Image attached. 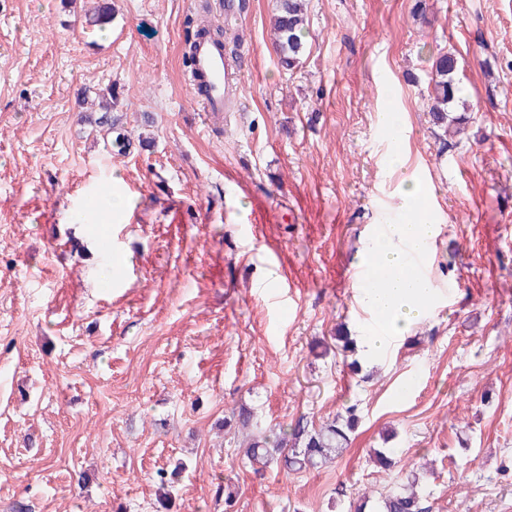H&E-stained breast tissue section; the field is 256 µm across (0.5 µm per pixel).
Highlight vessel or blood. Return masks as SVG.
Segmentation results:
<instances>
[{"instance_id":"b4317fda","label":"vessel or blood","mask_w":512,"mask_h":512,"mask_svg":"<svg viewBox=\"0 0 512 512\" xmlns=\"http://www.w3.org/2000/svg\"><path fill=\"white\" fill-rule=\"evenodd\" d=\"M232 81V66L223 48L209 39H200L195 51V65L191 74V90L194 100L204 112L236 110V101L227 94Z\"/></svg>"}]
</instances>
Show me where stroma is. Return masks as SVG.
I'll return each instance as SVG.
<instances>
[{
	"label": "stroma",
	"instance_id": "obj_1",
	"mask_svg": "<svg viewBox=\"0 0 512 512\" xmlns=\"http://www.w3.org/2000/svg\"><path fill=\"white\" fill-rule=\"evenodd\" d=\"M200 2L0 0V512H350L423 463L429 512H512V0H307L291 71L270 0ZM203 18L240 75L220 120L183 63ZM448 52L477 107L451 145L427 92ZM110 83L152 151L81 122V89ZM409 175L444 294L368 361L336 336L376 325L354 284ZM104 183L127 206L75 223ZM351 406L323 467L244 456L248 432Z\"/></svg>",
	"mask_w": 512,
	"mask_h": 512
}]
</instances>
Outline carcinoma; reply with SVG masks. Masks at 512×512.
Returning <instances> with one entry per match:
<instances>
[{"mask_svg":"<svg viewBox=\"0 0 512 512\" xmlns=\"http://www.w3.org/2000/svg\"><path fill=\"white\" fill-rule=\"evenodd\" d=\"M272 24L279 64L286 70L299 65L306 50L308 21L303 0H274ZM457 59L454 54H442L433 63L429 82L432 124L443 131L458 128L471 120L473 108L464 99V88L456 79ZM100 111L84 115V121L106 135L122 129L121 115L113 111L117 99L113 86L95 92ZM357 423L355 409L316 430L299 419L289 429L257 436L249 443L246 457L261 468L280 462L289 471H303L321 466L340 455L349 442V433ZM419 476L411 473L406 481L397 483L380 494L374 506L362 499L354 512H426L416 487Z\"/></svg>","mask_w":512,"mask_h":512,"instance_id":"1","label":"carcinoma"}]
</instances>
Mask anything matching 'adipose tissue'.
I'll use <instances>...</instances> for the list:
<instances>
[{
	"label": "adipose tissue",
	"mask_w": 512,
	"mask_h": 512,
	"mask_svg": "<svg viewBox=\"0 0 512 512\" xmlns=\"http://www.w3.org/2000/svg\"><path fill=\"white\" fill-rule=\"evenodd\" d=\"M404 197L409 220L388 225L373 239L367 252V274L358 284L380 320L377 333L363 340L364 352L370 357L418 321L432 300V290L427 280L415 273L412 257L424 251L438 227L424 207V190L417 182L407 181Z\"/></svg>",
	"instance_id": "ef3b65f1"
}]
</instances>
